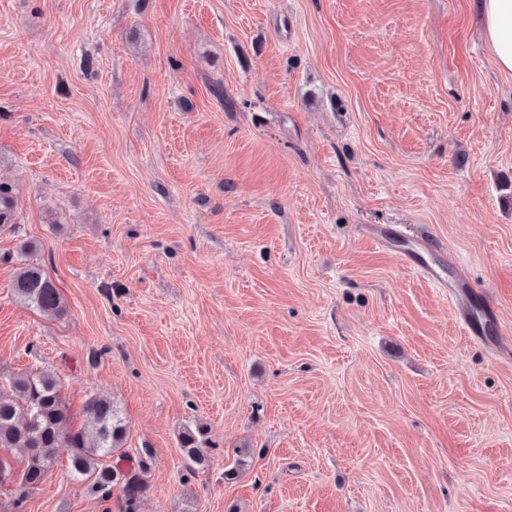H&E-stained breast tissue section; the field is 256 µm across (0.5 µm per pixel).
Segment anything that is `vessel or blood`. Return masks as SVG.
<instances>
[{"label": "vessel or blood", "mask_w": 512, "mask_h": 512, "mask_svg": "<svg viewBox=\"0 0 512 512\" xmlns=\"http://www.w3.org/2000/svg\"><path fill=\"white\" fill-rule=\"evenodd\" d=\"M368 235L378 246L393 250L407 266L421 267L434 287L449 299L454 300L469 293L470 285L466 278H446V259L431 239L419 238L402 242L395 237L389 226L382 224L370 227ZM456 319L469 336L482 341L489 334L488 327L494 323L495 313L489 307L462 306L456 311Z\"/></svg>", "instance_id": "vessel-or-blood-1"}]
</instances>
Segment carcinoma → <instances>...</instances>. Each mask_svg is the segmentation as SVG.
<instances>
[{"instance_id": "obj_1", "label": "carcinoma", "mask_w": 512, "mask_h": 512, "mask_svg": "<svg viewBox=\"0 0 512 512\" xmlns=\"http://www.w3.org/2000/svg\"><path fill=\"white\" fill-rule=\"evenodd\" d=\"M16 202L12 185L0 182V229L16 231ZM39 245L26 240L19 245L24 257L13 281L12 291L20 302L53 317L66 314L60 289L44 266L34 260ZM86 422L71 425L70 405L62 397L58 381L42 372L14 376L9 391L0 390V449L16 450L23 468L12 481L13 512H23L29 495L41 484L53 463L56 449H71L70 466L74 476L88 482L90 491L106 502L113 488L120 489L119 512H139L140 502L149 490L143 461L127 468L120 466L129 426L111 398L94 395L85 403ZM201 427L185 428L179 438L189 470L210 465ZM115 462H110V459Z\"/></svg>"}]
</instances>
